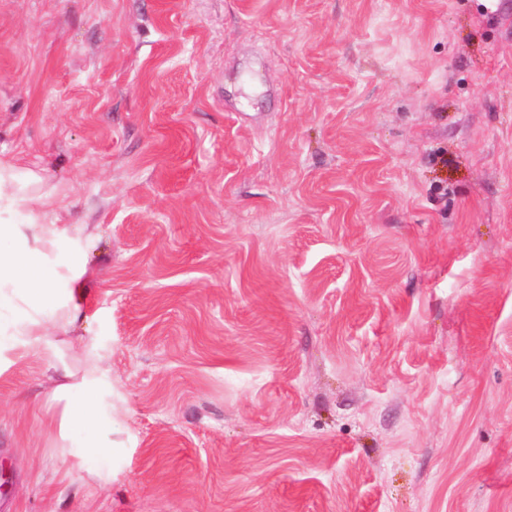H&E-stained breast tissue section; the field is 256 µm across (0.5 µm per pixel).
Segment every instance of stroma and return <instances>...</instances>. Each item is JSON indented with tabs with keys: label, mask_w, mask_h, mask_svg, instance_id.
<instances>
[{
	"label": "stroma",
	"mask_w": 512,
	"mask_h": 512,
	"mask_svg": "<svg viewBox=\"0 0 512 512\" xmlns=\"http://www.w3.org/2000/svg\"><path fill=\"white\" fill-rule=\"evenodd\" d=\"M124 444L0 376V512H512V0H0Z\"/></svg>",
	"instance_id": "stroma-1"
}]
</instances>
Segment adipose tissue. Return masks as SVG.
<instances>
[{"mask_svg": "<svg viewBox=\"0 0 512 512\" xmlns=\"http://www.w3.org/2000/svg\"><path fill=\"white\" fill-rule=\"evenodd\" d=\"M55 204L37 172L0 157V375L32 351L53 363L48 399L61 412L48 436L100 479L121 452L112 439L115 388L94 341L82 344L81 368L59 358L84 315L88 270L70 249V225L47 223Z\"/></svg>", "mask_w": 512, "mask_h": 512, "instance_id": "ef3b65f1", "label": "adipose tissue"}]
</instances>
